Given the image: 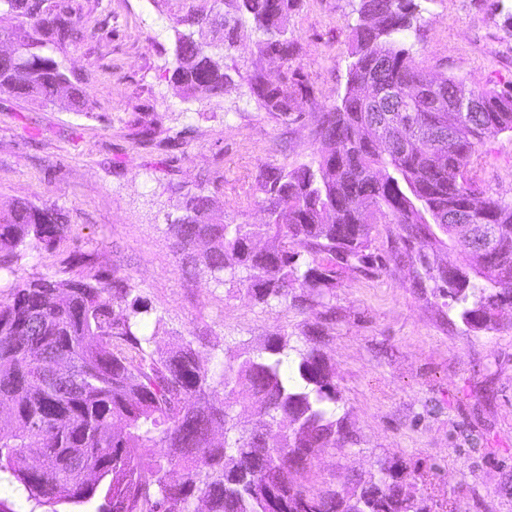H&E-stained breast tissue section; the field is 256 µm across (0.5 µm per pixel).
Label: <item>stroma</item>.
<instances>
[{"label":"stroma","instance_id":"35a3bbf8","mask_svg":"<svg viewBox=\"0 0 512 512\" xmlns=\"http://www.w3.org/2000/svg\"><path fill=\"white\" fill-rule=\"evenodd\" d=\"M79 34L48 53L81 81L91 109L74 112L0 93V209L29 201L61 212L69 238L27 250L21 274L65 279L92 270L130 277L168 330L155 349L192 341L202 367L232 336L256 346L288 335L334 372L351 441L319 453V481L340 487L381 464L407 466L427 512H512V309L471 330L419 262H458L448 246L404 243L378 224L370 264L337 262L321 295L294 305L253 303L232 285L186 268L167 226L188 195H211L228 224L265 223L268 173L317 160L315 113L344 93L358 0H301L288 22L293 66L310 92L273 115L249 95L259 33L243 29L224 59V95L183 101L167 79L176 19L212 0H57ZM407 37L413 64L476 89L512 87V0H423ZM471 176L484 197L512 202V133L487 138ZM0 501L11 512H96L95 505H36L5 471Z\"/></svg>","mask_w":512,"mask_h":512}]
</instances>
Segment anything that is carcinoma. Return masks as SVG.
Instances as JSON below:
<instances>
[{"label": "carcinoma", "instance_id": "1", "mask_svg": "<svg viewBox=\"0 0 512 512\" xmlns=\"http://www.w3.org/2000/svg\"><path fill=\"white\" fill-rule=\"evenodd\" d=\"M224 4L233 10L230 21ZM297 8L298 0H214L207 12L188 11L176 19L183 29L176 30L170 83L184 100L224 95L232 83L224 52L247 17L267 35L258 41L259 57L285 65L275 82L256 70L250 95L272 114L295 111L303 86L291 69L296 47L272 29H288ZM356 12L345 92L317 118V167L272 175L269 224H226L210 196L186 197V215L168 225L176 252L218 286L239 285L258 304H282L295 288L328 285L337 259L368 263L373 225L398 224L406 242L446 238L459 250L462 261L449 276L435 271L427 255L419 261L466 327H487L497 301L512 302V203L476 193L468 173L486 138L512 132V92L446 78L444 94L464 90L481 105L479 112H457L458 151L444 154L426 137L427 128L448 122V103L432 96L416 101L415 112L396 113L416 144L385 146L368 126L361 89L378 70L400 97L411 95L415 78L428 77L411 66L405 48L420 4L359 0ZM203 27L224 48L202 45L195 34ZM77 33L49 0H0V37L16 44L14 55L0 57V93L88 111L85 89L39 52ZM450 209L469 210L474 224L495 225L494 260L475 241L452 237L451 225L433 227ZM253 238L267 239V247L254 248ZM66 239L64 216L55 209L29 202L1 209L0 269H12L28 248ZM133 292L128 277L89 273L21 276L0 294V407L7 409L0 416V470L11 472L28 498L48 506L96 502L97 512H191L197 498L207 512H426L396 463L380 467L389 473L384 479L313 491L318 453L349 438L315 338L299 351L286 336L255 348L233 338L214 376L190 341L165 356L153 349L166 329ZM291 350L297 360L286 371ZM57 359L78 369L82 390L47 384V366ZM210 395L221 408L192 402ZM217 428L224 430L220 441ZM147 448L166 452L147 458Z\"/></svg>", "mask_w": 512, "mask_h": 512}]
</instances>
